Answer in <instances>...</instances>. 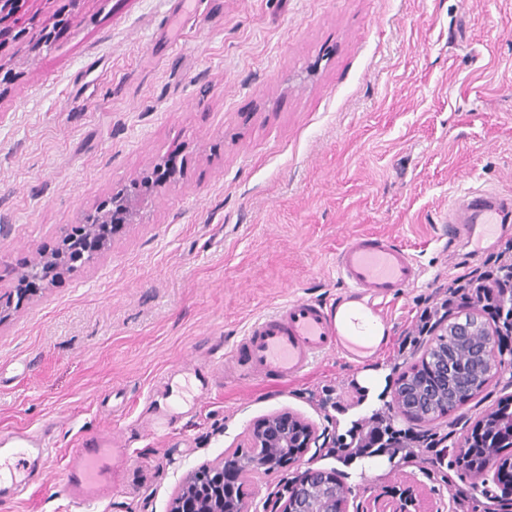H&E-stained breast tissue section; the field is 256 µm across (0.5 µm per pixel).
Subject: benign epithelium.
Segmentation results:
<instances>
[{
	"label": "benign epithelium",
	"instance_id": "7a95c632",
	"mask_svg": "<svg viewBox=\"0 0 512 512\" xmlns=\"http://www.w3.org/2000/svg\"><path fill=\"white\" fill-rule=\"evenodd\" d=\"M28 0H0V24L6 19L18 21ZM140 203L124 195H112V207L100 206L95 212L82 216V238L76 239L72 230L62 232L60 242L53 249H40L15 273L14 288L23 292L30 286L42 293L64 275L78 267L94 264L110 247L112 239L99 236L100 224L110 218L120 219L113 224L112 234L141 218ZM479 323L454 317L438 322L433 330L452 332L471 347L469 360L457 362L443 356L439 373L452 378L453 385H423L405 387L395 383L394 400L401 414L413 421H425L429 409L438 400L452 392L462 395L469 391L472 376L480 372L496 347L494 341L476 342ZM251 445L259 453L250 460L226 458L219 463L202 466L187 474L173 497L169 512H246L242 497L236 495L235 486L246 474L293 472L288 484V498H277L266 504L265 512H349V500L344 484L334 474L321 470L295 469L302 454L328 441V436L317 434L313 425L290 410H279L258 419L251 429ZM365 512H424L413 494L405 490V500L376 496Z\"/></svg>",
	"mask_w": 512,
	"mask_h": 512
}]
</instances>
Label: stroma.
I'll return each instance as SVG.
<instances>
[{
	"label": "stroma",
	"mask_w": 512,
	"mask_h": 512,
	"mask_svg": "<svg viewBox=\"0 0 512 512\" xmlns=\"http://www.w3.org/2000/svg\"><path fill=\"white\" fill-rule=\"evenodd\" d=\"M31 14L0 43V288L170 152L187 166L94 266L0 324V452L17 431L53 448L0 512H75L65 469L84 438L125 450L87 512H168L184 475L247 450L269 413L338 440L377 413L403 429L392 386L432 338L402 352L401 336L439 286L512 247V221L469 246L449 244L444 222L467 189L512 196V0H35ZM60 20L67 31L37 47ZM362 234L423 269L380 304L375 354L333 352L283 383L225 377L254 319L343 295L336 257ZM510 397L512 356L478 396L415 424L444 453L371 468L327 448L303 463L340 472L354 506L410 485L426 510L485 512L493 470L474 487L456 456L465 426ZM162 410L171 422L154 428ZM288 480L246 475L248 512Z\"/></svg>",
	"instance_id": "35a3bbf8"
}]
</instances>
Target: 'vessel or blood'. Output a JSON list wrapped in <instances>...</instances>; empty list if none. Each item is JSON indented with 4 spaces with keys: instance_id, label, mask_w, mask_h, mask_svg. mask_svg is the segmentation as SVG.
<instances>
[{
    "instance_id": "obj_1",
    "label": "vessel or blood",
    "mask_w": 512,
    "mask_h": 512,
    "mask_svg": "<svg viewBox=\"0 0 512 512\" xmlns=\"http://www.w3.org/2000/svg\"><path fill=\"white\" fill-rule=\"evenodd\" d=\"M510 206L512 199L468 190L453 202L460 217L448 230L454 239L466 241L477 225L497 223ZM336 268L356 300L394 297L422 277L421 267L409 252L372 234L347 241L338 253ZM335 351L358 360L364 349L342 336L335 313L317 302L296 299L252 322L228 360L241 376L285 382L305 375L315 362ZM120 454L119 443L109 436L86 441L78 448L66 474L74 502L91 503L107 493Z\"/></svg>"
}]
</instances>
